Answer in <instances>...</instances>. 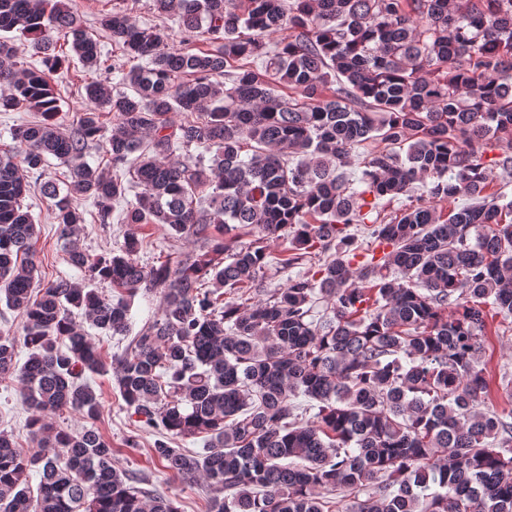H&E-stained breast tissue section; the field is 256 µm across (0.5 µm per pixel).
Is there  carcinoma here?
<instances>
[{"label":"carcinoma","mask_w":512,"mask_h":512,"mask_svg":"<svg viewBox=\"0 0 512 512\" xmlns=\"http://www.w3.org/2000/svg\"><path fill=\"white\" fill-rule=\"evenodd\" d=\"M130 1L96 17L105 54L72 0H0V112L38 116L0 152V302L26 315L21 337L0 333V376L22 385L36 440L27 452L0 431V512H180L135 486L97 428L52 422L64 409L97 420L87 374L109 371L159 434L152 459L206 482L207 512H331L337 491L354 496L348 512H512V412L482 408L478 368L487 309L512 317V201L487 192L490 170L512 178V0H152L159 23L144 26ZM70 51L91 107L67 129L56 76ZM369 140L359 190L344 168ZM93 146L112 174L85 161ZM27 173L87 279L39 283ZM416 182L475 204L378 216L358 252L349 226ZM83 199L100 224L124 200L121 223L205 244L148 267L132 230L91 259L75 242ZM238 225L258 238L227 243ZM281 233L280 267L323 264L254 303L264 241ZM155 288L157 316L106 363L76 316L126 336L128 299ZM198 436L202 453L173 447Z\"/></svg>","instance_id":"cac0c4a2"}]
</instances>
